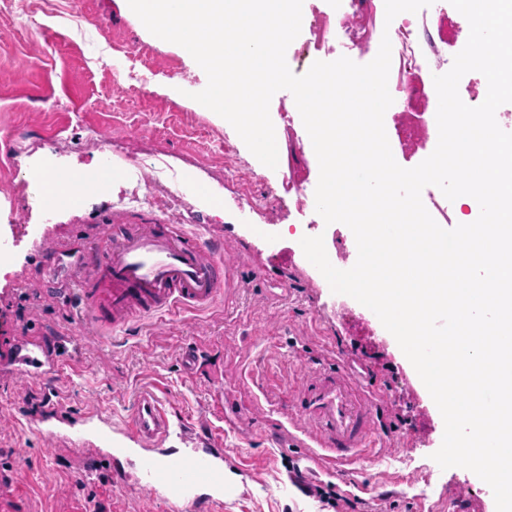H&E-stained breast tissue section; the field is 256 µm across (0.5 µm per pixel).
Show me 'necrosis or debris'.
Here are the masks:
<instances>
[{
	"mask_svg": "<svg viewBox=\"0 0 512 512\" xmlns=\"http://www.w3.org/2000/svg\"><path fill=\"white\" fill-rule=\"evenodd\" d=\"M306 2V37L295 48V58L310 62L332 52L334 29L343 37L344 50L363 57L378 52L382 37H389L388 87L394 102L388 109V125L404 158L428 151L438 139L433 77L453 61L463 31L454 11L443 6L431 14L404 12L389 22L384 0H345L332 14L320 8L319 0Z\"/></svg>",
	"mask_w": 512,
	"mask_h": 512,
	"instance_id": "obj_1",
	"label": "necrosis or debris"
}]
</instances>
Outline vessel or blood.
<instances>
[{
	"label": "vessel or blood",
	"mask_w": 512,
	"mask_h": 512,
	"mask_svg": "<svg viewBox=\"0 0 512 512\" xmlns=\"http://www.w3.org/2000/svg\"><path fill=\"white\" fill-rule=\"evenodd\" d=\"M102 175L67 174L53 198L74 187L102 182ZM78 274L82 318L89 332L122 331L134 319L179 308L211 307L226 288L229 264L223 248L198 230L172 224H139L122 234L90 238ZM78 336H39L0 346V366L23 382L54 375L75 357ZM295 412L306 427L309 461L325 475L340 477L355 460L381 445L377 393L363 384L349 361L310 371L296 387ZM87 427L72 423L59 404L35 419L49 439L107 460L120 493L137 490L163 501L167 512H223L231 487L220 448H172L174 417L165 394L142 392L131 416L114 425L88 411Z\"/></svg>",
	"instance_id": "1"
}]
</instances>
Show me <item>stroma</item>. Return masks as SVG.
Segmentation results:
<instances>
[{"instance_id": "stroma-1", "label": "stroma", "mask_w": 512, "mask_h": 512, "mask_svg": "<svg viewBox=\"0 0 512 512\" xmlns=\"http://www.w3.org/2000/svg\"><path fill=\"white\" fill-rule=\"evenodd\" d=\"M123 44L144 48L152 72L121 53ZM206 85L203 69L142 29L126 0H59L46 11L0 6V341L47 330L81 334L68 274L86 237L100 226L170 223L160 202L126 194L127 174L144 162L170 167L181 176L186 225L223 243L232 294L205 311L84 336L79 355L49 384L72 417L94 409L118 423L141 390L165 388L188 439L209 435L223 444L234 488L224 512H336L333 491L353 481L383 512H495L485 482L433 460L444 423L375 313L333 293L294 238L274 247L259 233L263 219L225 176L226 160L247 163L256 175L252 195L282 210L281 224L301 217L288 209L281 170L264 168L230 123L193 100ZM105 166L109 181L85 192L76 210L51 212L29 179L35 170L93 174ZM340 303L346 316L336 314ZM197 348L211 370L192 376L181 356ZM340 351L370 367L390 430L377 461L357 465L350 479L306 472L328 493L319 499L294 482L305 449L288 435L289 388ZM246 369L257 373L261 393L242 392L233 408L212 410L214 385L236 386ZM40 409L39 387L0 373V467L17 473L11 512H22L38 486L48 492V512H166L158 499L115 492L106 462L26 427Z\"/></svg>"}]
</instances>
